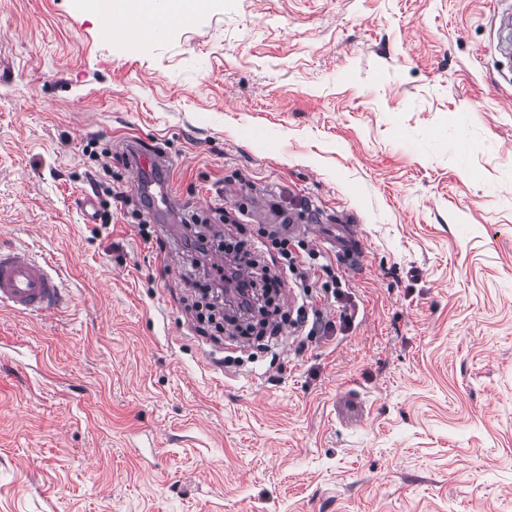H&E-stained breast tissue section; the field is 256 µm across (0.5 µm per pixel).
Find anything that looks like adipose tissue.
I'll return each mask as SVG.
<instances>
[{
    "label": "adipose tissue",
    "instance_id": "adipose-tissue-1",
    "mask_svg": "<svg viewBox=\"0 0 512 512\" xmlns=\"http://www.w3.org/2000/svg\"><path fill=\"white\" fill-rule=\"evenodd\" d=\"M100 14L118 20L133 18L146 23L148 29H165L171 19H187L201 8L200 0H92Z\"/></svg>",
    "mask_w": 512,
    "mask_h": 512
}]
</instances>
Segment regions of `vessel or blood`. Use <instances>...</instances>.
<instances>
[{
  "mask_svg": "<svg viewBox=\"0 0 512 512\" xmlns=\"http://www.w3.org/2000/svg\"><path fill=\"white\" fill-rule=\"evenodd\" d=\"M129 152L136 156L131 171L140 179L141 187H157L167 205L180 203L179 196L163 180L170 169L169 158L160 151L130 142ZM338 253L356 258L363 250V240L353 225L341 224L331 237ZM63 294L57 271L50 261L38 260L28 250L10 247L0 249V307L13 311L43 316L57 311Z\"/></svg>",
  "mask_w": 512,
  "mask_h": 512,
  "instance_id": "obj_1",
  "label": "vessel or blood"
}]
</instances>
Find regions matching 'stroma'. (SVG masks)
Returning a JSON list of instances; mask_svg holds the SVG:
<instances>
[{"label": "stroma", "mask_w": 512, "mask_h": 512, "mask_svg": "<svg viewBox=\"0 0 512 512\" xmlns=\"http://www.w3.org/2000/svg\"><path fill=\"white\" fill-rule=\"evenodd\" d=\"M512 0H206L116 40L0 0V247L65 302L0 308V512H512ZM172 160L145 204L124 142ZM109 148L124 196L84 221ZM351 224L330 334L199 333L182 218Z\"/></svg>", "instance_id": "stroma-1"}]
</instances>
